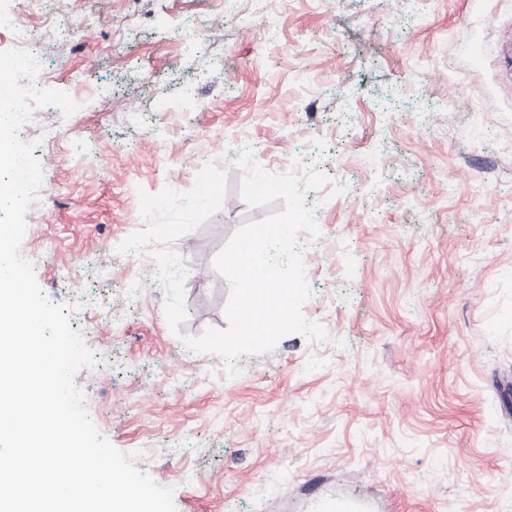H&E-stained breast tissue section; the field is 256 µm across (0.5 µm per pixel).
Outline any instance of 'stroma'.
<instances>
[{"label":"stroma","instance_id":"stroma-1","mask_svg":"<svg viewBox=\"0 0 512 512\" xmlns=\"http://www.w3.org/2000/svg\"><path fill=\"white\" fill-rule=\"evenodd\" d=\"M26 20L61 31L43 69L80 107L19 130L54 188L20 250L96 352L75 378L95 425L176 512H512V0H43ZM243 138L269 172L343 183L305 204L351 257L307 266L326 340L286 334L232 377L180 337L227 328L214 260L284 207L241 198ZM162 250L188 268L175 332Z\"/></svg>","mask_w":512,"mask_h":512}]
</instances>
